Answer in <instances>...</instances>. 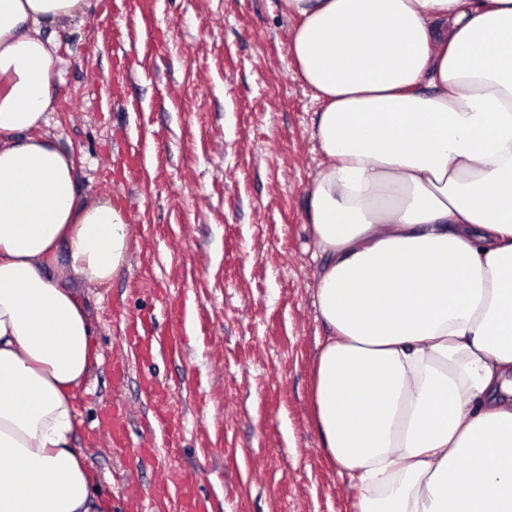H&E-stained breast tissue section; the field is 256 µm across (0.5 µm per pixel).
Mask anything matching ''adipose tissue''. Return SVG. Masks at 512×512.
Returning a JSON list of instances; mask_svg holds the SVG:
<instances>
[{"label": "adipose tissue", "mask_w": 512, "mask_h": 512, "mask_svg": "<svg viewBox=\"0 0 512 512\" xmlns=\"http://www.w3.org/2000/svg\"><path fill=\"white\" fill-rule=\"evenodd\" d=\"M91 0H0V512H112L75 399L101 355L58 264L103 286L133 230L79 197L46 27ZM322 105L321 446L355 512H512V0H283Z\"/></svg>", "instance_id": "ef3b65f1"}]
</instances>
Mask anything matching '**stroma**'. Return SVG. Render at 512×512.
I'll use <instances>...</instances> for the list:
<instances>
[{
    "instance_id": "35a3bbf8",
    "label": "stroma",
    "mask_w": 512,
    "mask_h": 512,
    "mask_svg": "<svg viewBox=\"0 0 512 512\" xmlns=\"http://www.w3.org/2000/svg\"><path fill=\"white\" fill-rule=\"evenodd\" d=\"M91 2L56 29L43 132L74 154L83 198H127L137 222L121 274L78 285L102 359L78 396L75 447L89 449L109 497L157 487L174 469L207 512H354L356 490L313 425L326 329L306 214L323 162L321 105L289 52L294 18L281 0ZM140 140L150 157L121 178L123 151ZM174 303L185 328L167 314ZM135 334L172 338L180 358L127 352ZM119 360L129 371L118 382ZM157 402L176 422L175 445L154 425ZM116 404L130 411L126 445L106 452Z\"/></svg>"
}]
</instances>
